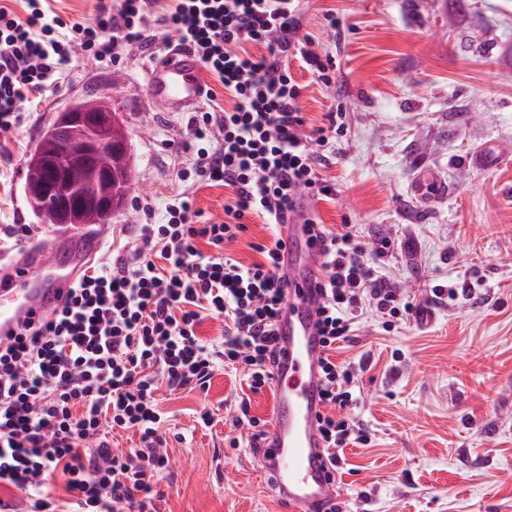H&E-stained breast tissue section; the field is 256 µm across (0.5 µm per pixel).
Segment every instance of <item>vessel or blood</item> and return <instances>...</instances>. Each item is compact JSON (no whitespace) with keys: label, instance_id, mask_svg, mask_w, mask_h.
Masks as SVG:
<instances>
[{"label":"vessel or blood","instance_id":"b4317fda","mask_svg":"<svg viewBox=\"0 0 512 512\" xmlns=\"http://www.w3.org/2000/svg\"><path fill=\"white\" fill-rule=\"evenodd\" d=\"M148 86L167 112L191 109L206 94L198 58L181 46L155 61ZM286 228L288 300L275 323L279 360L272 374L268 429L257 453L259 472L269 478L282 512H337L340 493L317 421L323 408L324 346L317 313L323 302L321 258L307 244L300 215H292ZM52 236L50 245L36 243L19 254H0V340L10 339L24 322L52 318L103 238L82 226L56 228Z\"/></svg>","mask_w":512,"mask_h":512}]
</instances>
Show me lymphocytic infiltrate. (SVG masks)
I'll return each instance as SVG.
<instances>
[{
	"instance_id": "f902f5d3",
	"label": "lymphocytic infiltrate",
	"mask_w": 512,
	"mask_h": 512,
	"mask_svg": "<svg viewBox=\"0 0 512 512\" xmlns=\"http://www.w3.org/2000/svg\"><path fill=\"white\" fill-rule=\"evenodd\" d=\"M23 3L20 15L0 4V131L19 125L23 104L51 91L76 54L113 64L124 47L152 44L160 26L193 50L232 101L226 108L208 100L181 142L193 155L189 178L231 188L224 223H197L190 194L172 199L162 222L136 225L132 246L86 267L52 319L0 342V486L24 493L30 512H64L53 494L58 473L78 512H152L169 465L159 386L205 389L223 364L244 369L252 390L272 384L282 237L254 244L260 259L248 265L226 256L224 245L246 231L248 215L275 228L300 197L335 196V184L318 176L325 157L316 147L341 137L339 115L307 135L302 87L284 63L293 57L329 86L335 60L301 39V0H172L161 11L155 0H122L116 11L102 2L90 24L53 14L48 0ZM251 44L262 53L248 52ZM307 224L324 274L319 425L336 463L366 440L363 425L342 414L357 373L336 362V346L353 339L363 308L391 328L413 307L376 273L389 241L371 251L354 225L335 231L313 215ZM207 318L223 319L219 339L198 337ZM117 429L138 432V447L113 448Z\"/></svg>"
}]
</instances>
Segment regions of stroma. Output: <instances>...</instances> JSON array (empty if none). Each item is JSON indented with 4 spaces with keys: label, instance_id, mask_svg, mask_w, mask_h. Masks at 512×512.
I'll use <instances>...</instances> for the list:
<instances>
[{
    "label": "stroma",
    "instance_id": "1",
    "mask_svg": "<svg viewBox=\"0 0 512 512\" xmlns=\"http://www.w3.org/2000/svg\"><path fill=\"white\" fill-rule=\"evenodd\" d=\"M302 32L312 50L336 59L335 86L295 71L307 132L342 108L346 135L320 166L335 183L311 208L329 227L356 225L371 244L391 247L376 268L427 316L383 329L364 312L337 361L363 365L347 412L367 444L345 448L337 468L342 512H512V0H307ZM335 11L344 39L325 14ZM169 38L131 47L106 66L84 57L59 87L25 103L17 129L0 134V226H47L24 192L26 161L59 113L108 94L130 139L137 192L112 218L96 255L163 216L169 198L190 193L203 221L219 222L230 193L191 185L192 156L178 143L189 119L161 111L148 70ZM490 154L487 166L471 156ZM439 184L434 198L416 187ZM437 285L460 288L452 306ZM273 393L219 368L203 391L159 389L167 412L170 466L157 512H280L258 475L249 429L233 424L247 402L267 419ZM213 414L212 426L196 421Z\"/></svg>",
    "mask_w": 512,
    "mask_h": 512
}]
</instances>
